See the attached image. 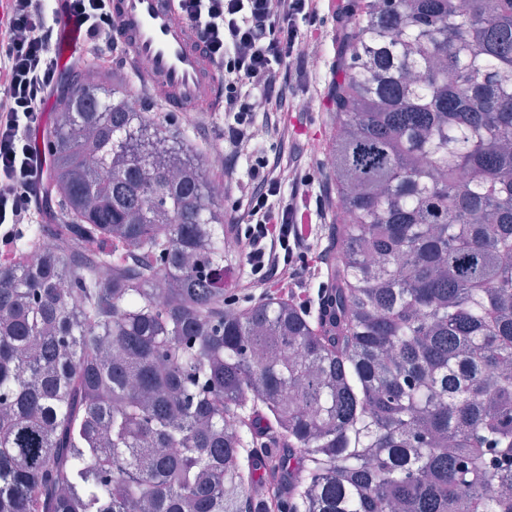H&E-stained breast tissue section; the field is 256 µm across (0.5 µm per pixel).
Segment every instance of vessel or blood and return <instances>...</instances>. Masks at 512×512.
<instances>
[{"instance_id": "1", "label": "vessel or blood", "mask_w": 512, "mask_h": 512, "mask_svg": "<svg viewBox=\"0 0 512 512\" xmlns=\"http://www.w3.org/2000/svg\"><path fill=\"white\" fill-rule=\"evenodd\" d=\"M171 0H112L117 36L143 75L169 89L170 108L194 112L214 107L222 96L215 65L198 47L190 25L177 22Z\"/></svg>"}]
</instances>
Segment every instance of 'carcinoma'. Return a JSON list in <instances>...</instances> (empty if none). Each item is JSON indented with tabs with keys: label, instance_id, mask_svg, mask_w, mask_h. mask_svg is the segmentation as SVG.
<instances>
[{
	"label": "carcinoma",
	"instance_id": "cac0c4a2",
	"mask_svg": "<svg viewBox=\"0 0 512 512\" xmlns=\"http://www.w3.org/2000/svg\"><path fill=\"white\" fill-rule=\"evenodd\" d=\"M326 306L224 295L187 136L92 64L0 266V512H512V0H349ZM112 241L119 255L90 244Z\"/></svg>",
	"mask_w": 512,
	"mask_h": 512
}]
</instances>
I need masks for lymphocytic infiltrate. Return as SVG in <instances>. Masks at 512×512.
Listing matches in <instances>:
<instances>
[{"instance_id": "obj_1", "label": "lymphocytic infiltrate", "mask_w": 512, "mask_h": 512, "mask_svg": "<svg viewBox=\"0 0 512 512\" xmlns=\"http://www.w3.org/2000/svg\"><path fill=\"white\" fill-rule=\"evenodd\" d=\"M112 0H60L59 17L82 30L80 58L111 70L122 51ZM324 0H176L179 18L194 30L224 78V138L232 147L219 172L224 193H246L247 203L231 218L248 249L247 295L267 296L272 278L287 273L282 294L300 300L316 269L309 260L314 235L297 225L301 205L316 195L304 170L308 148L285 113L301 109L310 89L305 46ZM55 25L43 0H11L0 27V264L17 252L8 224L34 223L38 185L47 164L35 135L44 107L60 86ZM264 128L276 151L258 158L249 187L236 175V160L249 154L252 131Z\"/></svg>"}]
</instances>
